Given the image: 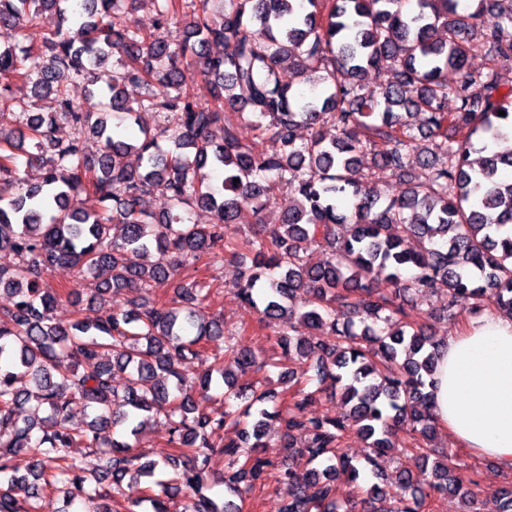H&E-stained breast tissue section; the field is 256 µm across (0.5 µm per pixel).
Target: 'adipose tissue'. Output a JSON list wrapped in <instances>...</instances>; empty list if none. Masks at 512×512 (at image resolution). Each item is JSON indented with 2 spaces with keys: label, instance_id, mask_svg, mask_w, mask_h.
<instances>
[{
  "label": "adipose tissue",
  "instance_id": "obj_1",
  "mask_svg": "<svg viewBox=\"0 0 512 512\" xmlns=\"http://www.w3.org/2000/svg\"><path fill=\"white\" fill-rule=\"evenodd\" d=\"M432 413L460 446L512 469V318L487 311L448 335Z\"/></svg>",
  "mask_w": 512,
  "mask_h": 512
}]
</instances>
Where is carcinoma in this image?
Wrapping results in <instances>:
<instances>
[{"label":"carcinoma","mask_w":512,"mask_h":512,"mask_svg":"<svg viewBox=\"0 0 512 512\" xmlns=\"http://www.w3.org/2000/svg\"><path fill=\"white\" fill-rule=\"evenodd\" d=\"M75 2L0 0V27L22 37L44 13L58 16L42 46H0V119L13 109L19 124L0 129V252L16 257L0 267V512H38L34 496H15L31 477L81 499L85 512L145 503L169 512L180 492L182 512H239L202 493L213 453L227 461L218 483L240 497L274 475L288 483L273 512H352L336 491L339 472L366 512H420L424 498L443 494L476 512L477 473L456 472L432 445L442 339L428 333L431 313L418 297L441 290L449 312L512 316V180L502 177L512 148L490 149L512 122V87L500 76L512 63V0H216L213 12L211 0H151L157 34L131 18L143 0ZM487 12L498 18L491 27ZM178 17V35L163 33ZM214 43L224 52L212 53ZM475 51L486 59L479 70L468 67ZM285 68L319 93L283 81ZM196 74L210 86L204 103L186 91ZM64 75L86 84L82 101ZM18 80L32 84L33 101L16 100ZM128 85L138 89L134 104ZM141 110L157 116L156 130L140 124ZM113 118L118 127L134 121L138 133L114 135ZM242 120L257 131L248 144ZM61 124L73 130L66 140L55 135ZM88 136L100 143L94 156L84 152ZM23 151L35 183L20 175ZM216 169L219 187L209 177ZM388 177L406 182L400 195L375 187ZM280 186L295 204L268 228L260 214ZM156 192L167 208L150 213L142 202ZM193 207L210 210L212 222L193 223ZM226 224L256 230L232 243ZM323 244L327 259L310 263ZM227 256L240 267L239 297L278 328L277 360L236 348L223 321L199 314L211 282L198 265L218 268ZM59 264L81 277L108 272L90 299L101 316L54 321L59 302H81L76 283L47 280ZM159 281L173 295L156 306ZM338 305L348 310L343 322ZM210 345L213 364L187 380L181 365ZM226 358L243 375L282 368L288 387L238 386ZM218 386L222 413L209 406ZM327 390L345 413H312ZM248 392L249 407L235 414L230 401ZM276 398L278 409L264 407ZM161 414L165 457L142 463L114 438L106 466L83 474L72 449L100 448L102 431L122 425L137 438ZM273 421L288 456L309 470L266 456ZM401 432L412 447L390 493L376 482L377 458ZM350 434L368 450L363 466L342 452Z\"/></svg>","instance_id":"cac0c4a2"}]
</instances>
